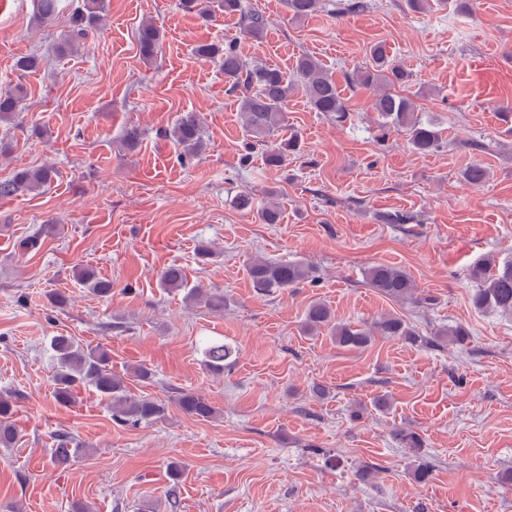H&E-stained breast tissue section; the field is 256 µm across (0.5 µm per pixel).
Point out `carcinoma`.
I'll list each match as a JSON object with an SVG mask.
<instances>
[{"label":"carcinoma","mask_w":512,"mask_h":512,"mask_svg":"<svg viewBox=\"0 0 512 512\" xmlns=\"http://www.w3.org/2000/svg\"><path fill=\"white\" fill-rule=\"evenodd\" d=\"M182 10L196 13L205 20H211L217 13L239 14L245 34L260 39L267 31L269 18L259 11H245L241 0H179ZM324 0H286L288 14L293 19H303L320 11ZM59 12V0H39L36 20L39 24L51 22ZM105 6L101 0H84L82 10L72 16L70 30L57 45L59 54H67L87 40L102 20ZM137 46L142 59L152 60L161 41L160 29L150 21L143 22L136 34ZM196 52L203 58H217L224 72L228 90L237 94L240 113L244 117V142L240 164H250L255 150L265 156L266 164L279 169L288 168L290 157L299 152L300 139L297 132L288 126V101L296 94L303 95L312 110L323 112L342 123L350 116L348 99L339 89L337 80L315 58L302 55L296 59L292 73L280 67L259 61L247 62L238 50L237 40L224 39V45L203 44ZM369 63L346 74V81L373 93V108L377 112L380 139L392 132H402L415 151L421 154L433 153L442 146L441 133L430 120L417 113L414 101L397 92L412 81L411 72L396 62L377 43L370 48ZM24 90L0 93V120L12 118L21 111ZM171 136L182 153L180 158L189 163L201 154L203 145L199 118L194 112H184L177 120ZM55 170L49 166L38 169H22L11 178L0 181V197L20 192L38 191L51 181ZM240 209H256V215L263 224L280 222V209L271 202L253 207L252 197L241 195L236 200ZM246 271L253 288L260 294H271L277 290L294 288L314 279L308 267L300 262L272 261L253 258L246 265ZM366 284L382 296L396 302H411L418 307L432 304L433 297L418 293L414 281L403 269L385 263L373 264L363 272ZM77 278L88 290L101 297L112 296V282L90 267L77 270ZM474 283L470 301L482 312H494L501 316H512V265L500 270L492 269L491 262L475 265L469 273ZM160 286L179 290L186 287L184 271L177 265L165 268L160 275ZM186 297L201 302L213 311L224 309V293L192 287ZM328 328L336 344L363 349L376 336L400 338L416 346L434 348L443 341L464 346L470 341L471 333L465 325L456 323L443 327L433 336H422L403 318L386 314L368 325L351 327L335 322L331 309L323 302L312 303L305 314V328L316 331ZM51 347L55 356L53 375L54 395L65 406L73 404L75 393L89 387L104 400L112 411V419L122 426L135 427L161 421L166 415V405L149 397H133L128 394L122 378L112 373L111 358L101 346L92 347L76 341L71 336L59 335L52 339ZM231 345L219 338L206 341L203 349L206 368L215 374L224 372L233 356ZM175 406L184 414L198 420L216 418L217 408L203 395L193 390L179 392ZM13 405L0 397V446L13 445L17 434L12 425ZM79 451L71 435H57L52 462L65 463Z\"/></svg>","instance_id":"1"}]
</instances>
